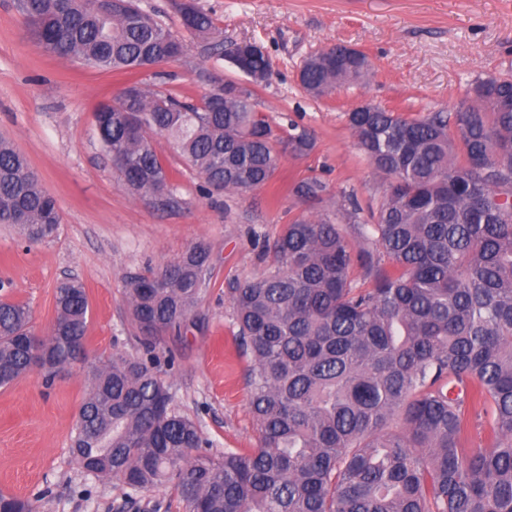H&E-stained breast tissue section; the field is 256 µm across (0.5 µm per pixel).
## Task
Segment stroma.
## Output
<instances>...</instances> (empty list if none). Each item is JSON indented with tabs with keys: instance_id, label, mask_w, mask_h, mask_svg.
Returning <instances> with one entry per match:
<instances>
[{
	"instance_id": "obj_1",
	"label": "stroma",
	"mask_w": 512,
	"mask_h": 512,
	"mask_svg": "<svg viewBox=\"0 0 512 512\" xmlns=\"http://www.w3.org/2000/svg\"><path fill=\"white\" fill-rule=\"evenodd\" d=\"M183 2L137 0L186 48L177 60L133 78L193 102L217 80L249 84L225 54L204 52L184 29ZM191 2L212 16L226 50L262 47L271 76L254 89L257 108L277 138L294 127L307 130L313 150L280 155L264 187L208 197L203 178L157 135L153 147L176 170V189L165 202L134 193L102 147L94 120L98 106L117 99L130 77L43 51L14 0H0V134L39 173L61 215L56 234L44 240L0 224V299L28 304L34 331L44 337L55 321L58 284L77 278L89 300V364L116 351L139 357L143 335L126 302L128 276L160 270L205 245L209 286L185 331L162 337L155 352L174 409L196 422L212 452H247L258 444L247 386L252 359L236 337L230 288L266 271L273 242L293 220L323 216L353 235L346 195L356 197L361 221L370 222L388 181L357 148L347 112L364 101L407 117L449 112L476 77L512 74V0ZM336 43L366 53L373 74L313 97L297 80L299 67ZM307 179L326 184L321 199L295 194ZM90 380L87 366L74 365L49 386L35 369L0 388V484L19 497L38 496V512H183L174 486L134 495L118 481L82 471L70 448Z\"/></svg>"
}]
</instances>
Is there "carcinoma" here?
Returning a JSON list of instances; mask_svg holds the SVG:
<instances>
[{
  "label": "carcinoma",
  "mask_w": 512,
  "mask_h": 512,
  "mask_svg": "<svg viewBox=\"0 0 512 512\" xmlns=\"http://www.w3.org/2000/svg\"><path fill=\"white\" fill-rule=\"evenodd\" d=\"M186 31L223 53L211 16L188 4ZM33 40L102 71L167 60L174 34L135 0H28ZM247 69L262 79L259 54ZM372 74L346 48L308 57L299 75L322 97ZM95 126L125 183L138 194L173 187L151 144L165 135L216 191L267 185L279 154L314 147L305 132L275 150L247 88L201 103L133 82ZM358 149L392 178L374 223L353 239L328 217L286 225L276 263L231 291L237 337L249 351L258 447L213 455L197 425L171 407L153 345L146 357L114 353L92 366L72 454L81 469L135 493L172 483L186 512H512V78L474 80L452 112L404 117L347 113ZM294 191L316 199L323 183ZM56 200L25 156L0 138V224L30 239L53 236ZM359 278H351L353 267ZM210 274L201 244L176 264L128 279L129 311L152 338L190 319ZM56 317L35 334L25 303L0 300V387L34 368L73 365L86 343L89 301L77 280L56 289ZM484 437L472 445L474 419ZM4 512L36 501L0 493Z\"/></svg>",
  "instance_id": "1"
}]
</instances>
